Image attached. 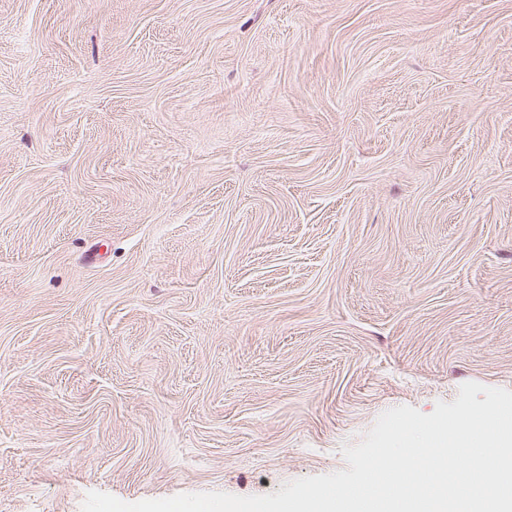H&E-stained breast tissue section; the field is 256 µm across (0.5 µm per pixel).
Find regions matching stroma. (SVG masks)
<instances>
[{"label":"stroma","mask_w":512,"mask_h":512,"mask_svg":"<svg viewBox=\"0 0 512 512\" xmlns=\"http://www.w3.org/2000/svg\"><path fill=\"white\" fill-rule=\"evenodd\" d=\"M512 390V0H0V512L278 492Z\"/></svg>","instance_id":"stroma-1"}]
</instances>
